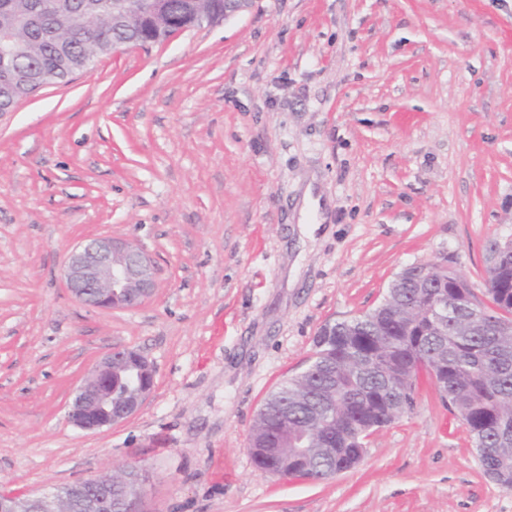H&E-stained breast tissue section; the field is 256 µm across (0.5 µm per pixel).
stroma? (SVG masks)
<instances>
[{"label":"stroma","mask_w":512,"mask_h":512,"mask_svg":"<svg viewBox=\"0 0 512 512\" xmlns=\"http://www.w3.org/2000/svg\"><path fill=\"white\" fill-rule=\"evenodd\" d=\"M98 234L153 257L140 307L66 288ZM510 237L512 0H253L118 48L0 112V492L137 462L144 512H512L426 380L333 478L282 479L248 451L323 324L431 260L484 296L488 246ZM115 348L154 387L127 422L80 430L71 394Z\"/></svg>","instance_id":"1"}]
</instances>
